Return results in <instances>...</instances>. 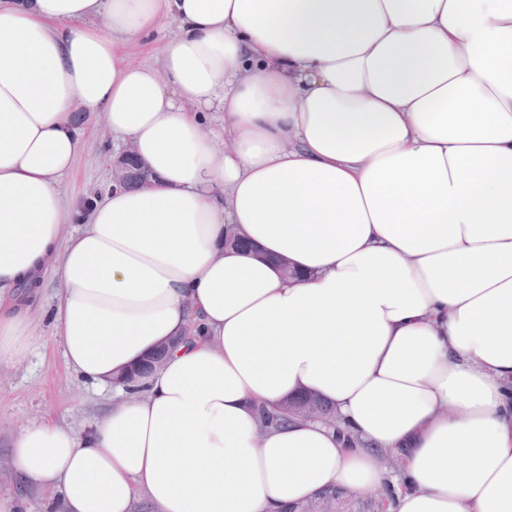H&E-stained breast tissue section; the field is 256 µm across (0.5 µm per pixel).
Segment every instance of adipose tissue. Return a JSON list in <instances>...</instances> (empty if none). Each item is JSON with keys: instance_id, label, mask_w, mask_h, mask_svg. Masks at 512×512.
Here are the masks:
<instances>
[{"instance_id": "obj_1", "label": "adipose tissue", "mask_w": 512, "mask_h": 512, "mask_svg": "<svg viewBox=\"0 0 512 512\" xmlns=\"http://www.w3.org/2000/svg\"><path fill=\"white\" fill-rule=\"evenodd\" d=\"M169 24L159 66L119 56ZM77 110L152 186L65 238ZM50 268L79 377L169 350L85 435L12 436L61 512H286L330 487L512 512V0H0V364ZM299 391L338 425L263 427Z\"/></svg>"}]
</instances>
